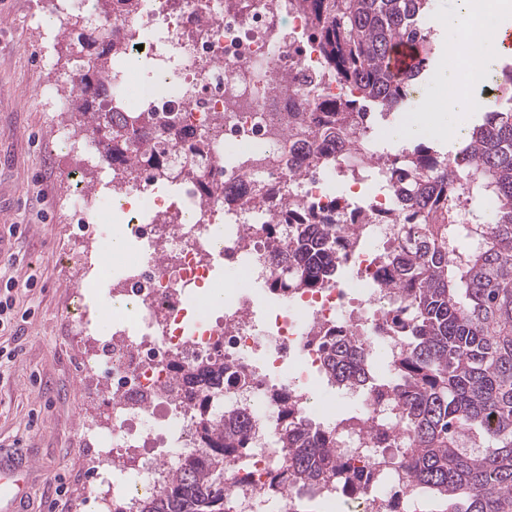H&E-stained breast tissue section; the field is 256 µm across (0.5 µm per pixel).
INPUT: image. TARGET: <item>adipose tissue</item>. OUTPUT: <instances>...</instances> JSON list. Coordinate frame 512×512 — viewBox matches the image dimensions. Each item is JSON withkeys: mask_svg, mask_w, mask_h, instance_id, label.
<instances>
[{"mask_svg": "<svg viewBox=\"0 0 512 512\" xmlns=\"http://www.w3.org/2000/svg\"><path fill=\"white\" fill-rule=\"evenodd\" d=\"M512 14V0H468L461 11L448 20V48H455L463 40L483 30L486 22L494 17ZM436 83H447L454 94L448 100L431 95L427 105L414 124L392 129L390 136L397 146H405L417 138L434 136L456 141L465 131V113L472 110L476 100L465 90L459 69H440Z\"/></svg>", "mask_w": 512, "mask_h": 512, "instance_id": "adipose-tissue-1", "label": "adipose tissue"}]
</instances>
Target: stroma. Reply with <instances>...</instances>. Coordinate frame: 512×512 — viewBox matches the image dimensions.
<instances>
[{"instance_id": "obj_1", "label": "stroma", "mask_w": 512, "mask_h": 512, "mask_svg": "<svg viewBox=\"0 0 512 512\" xmlns=\"http://www.w3.org/2000/svg\"><path fill=\"white\" fill-rule=\"evenodd\" d=\"M34 3L14 0L0 17V189L12 198L0 228L25 225V236L14 242L25 255L16 277L22 282L29 272L39 274L36 288L18 294L20 304L34 305L36 312L24 328L21 354L0 379V445L18 440L40 457L43 473L31 486V512H52L60 483L72 490L71 512H99L90 496L93 480L82 439L86 424L104 419L108 406L79 394L82 376L72 356L71 330L57 318L72 293L60 257L76 227L61 216L52 153L57 127H74L75 119L48 102L28 104L43 84L71 86L70 45L92 26L81 20L54 32L48 15L32 16ZM423 103L419 91L397 111L372 116L379 150L394 152L387 130L411 121Z\"/></svg>"}]
</instances>
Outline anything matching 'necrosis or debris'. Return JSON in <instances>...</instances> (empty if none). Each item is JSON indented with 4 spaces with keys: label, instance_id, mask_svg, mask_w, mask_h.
Segmentation results:
<instances>
[{
    "label": "necrosis or debris",
    "instance_id": "4bbe7bcc",
    "mask_svg": "<svg viewBox=\"0 0 512 512\" xmlns=\"http://www.w3.org/2000/svg\"><path fill=\"white\" fill-rule=\"evenodd\" d=\"M297 0H139L132 11L107 10L100 0H49L56 24L73 15L110 25L126 52L142 48L149 71L122 59L102 78L110 111L135 116L168 112L179 127L200 136V164L179 179L145 167L112 171L94 143L77 144L80 167L56 158L66 185L65 211L81 223L109 207L122 216L135 246L113 261L112 333L101 336L82 306L93 287L87 264L100 259L110 227L77 235L63 258L79 273L78 289L59 314L74 334L86 375L96 377L108 400L106 423H88V461L97 479L102 512H135L160 493L173 471L198 457L204 443L200 415L224 424L247 417L245 450L225 472L230 512H290L310 497L334 503L348 497L336 482H273L286 455L277 434L283 411L330 427L338 459L363 491L359 512H409L417 495L399 463L406 434L398 401L385 389L336 382L326 366L320 336L336 334L364 349H382L367 375L384 376L403 345L388 339L386 313L403 298L388 287L383 256L397 242L398 185L371 131L353 130L315 151L314 107L343 96L346 88L326 65L310 19ZM483 34L455 49L452 61L473 74L472 88L489 77ZM294 78L289 95L271 85ZM96 169L97 189H87L81 168ZM379 190L360 200L361 188ZM209 195H202L201 184ZM292 202L310 223L334 224L346 248L335 254L344 281L290 289L283 303L257 315L252 286L271 289L279 279V254L288 237L268 232L272 215ZM228 264L249 288L224 293L214 312L203 298ZM359 401L360 418L345 421L313 404L315 388Z\"/></svg>",
    "mask_w": 512,
    "mask_h": 512
}]
</instances>
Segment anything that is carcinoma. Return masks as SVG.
<instances>
[{
  "label": "carcinoma",
  "instance_id": "cac0c4a2",
  "mask_svg": "<svg viewBox=\"0 0 512 512\" xmlns=\"http://www.w3.org/2000/svg\"><path fill=\"white\" fill-rule=\"evenodd\" d=\"M299 7L310 18L327 69L348 89L344 98L320 105L326 118L321 139L340 136L372 111L397 110L428 79L434 44L423 19L431 0H301ZM402 43L420 50L412 70L399 75L387 57ZM117 53L110 38L82 60L72 115L84 138L101 144L109 164L164 171L175 149L193 152L195 134L158 112L128 122L103 111L99 72ZM489 79L494 101L462 146L469 156V192L479 197L491 191L499 201L481 243L471 240L448 206L460 190L450 171L455 158L421 144L387 156L389 177L403 184L402 223L408 225L397 244L406 257L388 261L390 282L405 289L389 328L407 352L379 383L400 396L399 421L409 439L407 481L428 491L435 512H512V68H492ZM139 120L162 149L133 146ZM305 220L287 208L269 229H289L296 244L276 283L284 290L314 287L332 273V242L306 238ZM320 344L337 380L359 373L361 353L352 344L339 336H324ZM200 425L205 462L192 460L176 470L140 512H225V451L243 444L206 419ZM282 431L291 445L284 471L318 482L345 469L319 429L298 435L287 423Z\"/></svg>",
  "mask_w": 512,
  "mask_h": 512
}]
</instances>
